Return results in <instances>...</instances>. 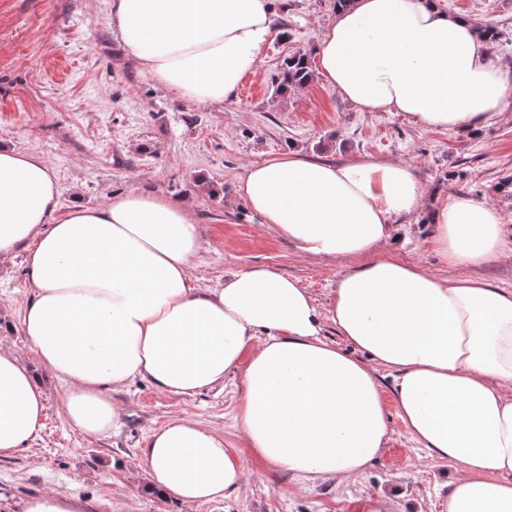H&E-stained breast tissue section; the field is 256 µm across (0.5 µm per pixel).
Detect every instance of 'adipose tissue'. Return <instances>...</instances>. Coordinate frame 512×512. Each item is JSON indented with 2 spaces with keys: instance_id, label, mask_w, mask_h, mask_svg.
Instances as JSON below:
<instances>
[{
  "instance_id": "1",
  "label": "adipose tissue",
  "mask_w": 512,
  "mask_h": 512,
  "mask_svg": "<svg viewBox=\"0 0 512 512\" xmlns=\"http://www.w3.org/2000/svg\"><path fill=\"white\" fill-rule=\"evenodd\" d=\"M274 0H111L112 29L160 85L197 102L230 96L262 63ZM329 87L364 112H399L432 129L498 122L512 85L472 21L434 0H355L316 48ZM238 194L303 255L357 259L327 306L263 268L214 288L190 268L202 232L192 205L144 187L104 205L61 207L38 156L0 148V256L25 251L32 294L21 330L65 390L68 423L102 438L122 418L114 391L144 380L192 395L239 375L247 448L305 481L363 475L389 440L375 373L394 371L398 415L450 462L440 512H512V289L470 269L506 256L508 227L468 195L431 215V243L455 268L438 277L392 256L393 221L423 190L402 161L334 163L288 153L250 165ZM333 324L350 351L326 342ZM44 390L0 345V458L43 428ZM151 489L193 512L241 484L222 435L189 418L153 431Z\"/></svg>"
}]
</instances>
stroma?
Returning <instances> with one entry per match:
<instances>
[{
  "instance_id": "1",
  "label": "stroma",
  "mask_w": 512,
  "mask_h": 512,
  "mask_svg": "<svg viewBox=\"0 0 512 512\" xmlns=\"http://www.w3.org/2000/svg\"><path fill=\"white\" fill-rule=\"evenodd\" d=\"M438 5L498 28L488 50L512 82V0ZM109 11L108 0H0V147L43 158L66 207L98 206L149 186L192 202L202 246L190 273L201 287H217L230 272L264 268L327 304L342 262L300 255L287 238L258 224L237 196L248 166L288 152L412 165L426 204L396 219L391 251L440 277L454 273L429 240L430 211L441 200L470 195L497 207L512 225V101L496 123L448 130L422 127L398 112L360 111L319 76L303 93L273 98L283 59L299 49L315 52L336 17L335 0H275L264 63L250 75L255 93L238 90L209 103L186 100L144 74L113 33ZM30 296L24 252L0 257V323L11 327L5 343L41 375L46 395L42 431L0 459V512H22L27 497L43 492L78 495L95 512H183L175 500L146 492L143 473L151 433L179 417L220 433L243 469L239 488L194 512H368L369 498L379 493L393 499L396 512H440L455 470L411 440L390 398L392 371H378L388 396V444L353 481L305 482L256 458L237 421L241 386L232 375L191 396L130 382L112 395L123 412L119 428L92 439L63 417V389L21 331Z\"/></svg>"
}]
</instances>
